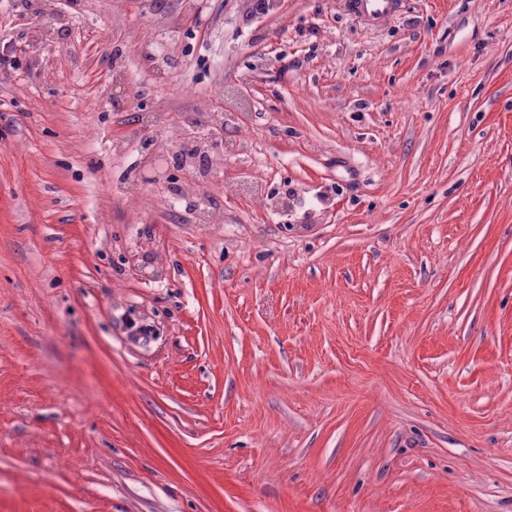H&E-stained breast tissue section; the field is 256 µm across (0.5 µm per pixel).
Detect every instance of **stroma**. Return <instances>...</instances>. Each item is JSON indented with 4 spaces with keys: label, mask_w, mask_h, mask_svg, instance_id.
I'll list each match as a JSON object with an SVG mask.
<instances>
[{
    "label": "stroma",
    "mask_w": 512,
    "mask_h": 512,
    "mask_svg": "<svg viewBox=\"0 0 512 512\" xmlns=\"http://www.w3.org/2000/svg\"><path fill=\"white\" fill-rule=\"evenodd\" d=\"M0 512H512V0H0ZM401 0H345L346 9L368 25L389 19L400 11ZM124 330L129 342L136 345H144L154 338L156 332L152 325L133 314L127 315L124 320Z\"/></svg>",
    "instance_id": "1"
}]
</instances>
